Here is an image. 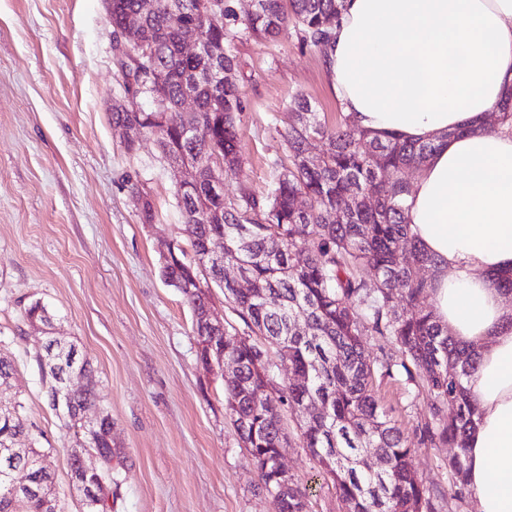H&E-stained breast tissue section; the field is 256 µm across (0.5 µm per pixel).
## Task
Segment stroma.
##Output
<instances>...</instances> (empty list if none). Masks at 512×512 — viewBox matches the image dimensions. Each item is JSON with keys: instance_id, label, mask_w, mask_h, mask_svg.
Returning <instances> with one entry per match:
<instances>
[{"instance_id": "obj_1", "label": "stroma", "mask_w": 512, "mask_h": 512, "mask_svg": "<svg viewBox=\"0 0 512 512\" xmlns=\"http://www.w3.org/2000/svg\"><path fill=\"white\" fill-rule=\"evenodd\" d=\"M226 47L236 56L244 109L241 168L224 178L267 189L271 164L287 157L282 134L295 94L328 123L341 106L320 50L295 28L276 40L248 34V0ZM103 0H0V337L17 359L24 415L55 447L52 466L65 512L64 436L45 406L23 321L43 302L61 338L90 357L124 453L114 512H278L224 414V378L197 357L190 310L165 284L160 245L181 240L173 178L153 140L127 153L112 124L124 103ZM154 209L142 223L132 187Z\"/></svg>"}]
</instances>
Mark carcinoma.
<instances>
[{
	"mask_svg": "<svg viewBox=\"0 0 512 512\" xmlns=\"http://www.w3.org/2000/svg\"><path fill=\"white\" fill-rule=\"evenodd\" d=\"M107 2L113 50L137 55L136 63L125 66L124 94L135 90L153 98L148 110L112 112L113 125L130 130L126 151L135 152L142 138L152 136L171 169L179 159L200 163L214 150L224 158V170L196 194L174 192L186 242L176 253L182 260L186 250L198 253L205 240L222 235L224 258L243 262L251 288L244 292L228 281L205 279L198 285L176 262L162 276L192 310L200 288L224 291L247 328L241 335L224 330V356L238 365L237 377L224 382V410L258 488L277 500L279 512H311L312 488L278 466L296 441L311 456L317 476L335 490L343 512H443L441 497L416 475L412 461L421 448L448 446L456 449L443 460L450 477L448 510L457 512L466 499V442L477 423L465 380L476 370L479 353L451 336L435 316L428 280L418 274L434 267V260L412 237L405 217V173L425 164L438 144L383 139L344 112L330 126L299 94L282 134L288 163L271 164L267 191L242 185L238 195L227 197L224 173L242 164L237 119L243 101L234 81L211 75L238 67L225 48L227 25L238 20L230 0H153L148 8L144 0ZM343 2L256 0L246 29L271 40L291 23L304 44L323 52ZM174 11L181 13L177 29L169 24ZM131 14L141 17L135 29L124 26ZM188 39L199 43V53H183ZM188 98L196 111L184 120L178 109ZM157 112L168 113L161 128L151 121ZM314 138L324 142L315 158L309 153ZM131 194L142 223H152L151 201L135 185ZM24 318L46 329V345L33 352L42 385L65 389L78 376L86 380L66 392L61 412L47 395L46 406L74 441L82 439L100 453L104 472L121 484L111 416L90 358L77 344L53 335L51 314L41 302L31 303ZM368 336L382 341L380 354L365 346ZM15 372L13 357L1 349L0 385ZM384 381L402 383L408 394L426 401L427 414L408 432L377 393L376 383ZM448 408L452 413H445ZM24 409L15 397L9 419L0 418V474H23L27 486L17 494L25 512H64L55 472L45 463L56 449L30 439L33 425ZM93 409L100 419L89 438L82 419ZM23 440L30 446L4 456ZM46 485L54 489L51 506L42 494Z\"/></svg>",
	"mask_w": 512,
	"mask_h": 512,
	"instance_id": "carcinoma-1",
	"label": "carcinoma"
}]
</instances>
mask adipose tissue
I'll use <instances>...</instances> for the list:
<instances>
[{
	"label": "adipose tissue",
	"instance_id": "adipose-tissue-1",
	"mask_svg": "<svg viewBox=\"0 0 512 512\" xmlns=\"http://www.w3.org/2000/svg\"><path fill=\"white\" fill-rule=\"evenodd\" d=\"M327 65L357 126L443 138L412 183L410 231L436 262L438 319L480 352L468 492L477 512H512V129L488 124L512 92V0H345Z\"/></svg>",
	"mask_w": 512,
	"mask_h": 512
}]
</instances>
